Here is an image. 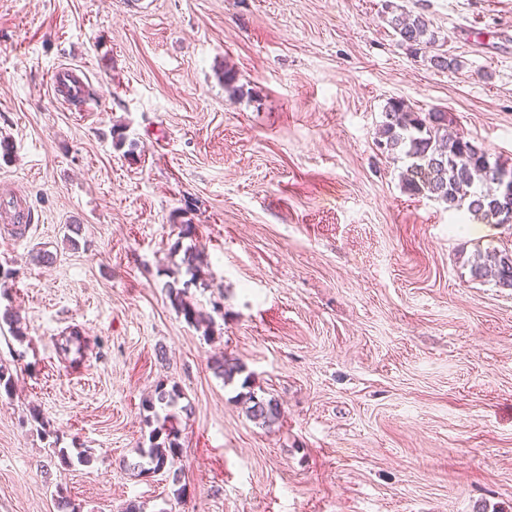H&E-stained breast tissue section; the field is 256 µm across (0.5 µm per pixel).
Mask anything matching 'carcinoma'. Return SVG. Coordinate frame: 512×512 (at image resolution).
<instances>
[{
  "label": "carcinoma",
  "instance_id": "cac0c4a2",
  "mask_svg": "<svg viewBox=\"0 0 512 512\" xmlns=\"http://www.w3.org/2000/svg\"><path fill=\"white\" fill-rule=\"evenodd\" d=\"M389 24L399 36L400 43L414 53L436 43L429 20L421 14L401 12L393 15ZM378 146L408 161L402 182L410 194H425L446 204L450 210L465 209L475 217L512 224V195L503 194L496 184L498 173L512 174V165L490 161L482 148L448 132L447 113L433 109L416 111L405 100L392 99L385 107ZM182 263L190 279L183 283L177 279L168 283V298L188 324L210 336L212 323L201 316L188 296L189 286L202 273L204 260L188 247ZM472 274L476 278L490 276L498 286L512 288V252L493 250L478 255L472 265ZM5 325L15 338L20 340L25 336L19 316L11 309L0 312V328ZM212 368L226 382L243 371V365L237 359L228 357L214 360ZM179 398L177 385L169 388L163 382L156 385L155 396L145 401L144 407L156 418L161 410L165 416L162 424L151 431L149 446L138 449L139 461L133 464L140 475L163 471L172 474V482L178 486V496L185 492V487L180 485L179 471L174 469L175 458L182 449L179 413L188 412L187 407L178 406ZM246 413L251 420L269 425L280 418L281 408L276 400L250 392L246 396Z\"/></svg>",
  "mask_w": 512,
  "mask_h": 512
}]
</instances>
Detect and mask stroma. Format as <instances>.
Listing matches in <instances>:
<instances>
[{"label":"stroma","instance_id":"35a3bbf8","mask_svg":"<svg viewBox=\"0 0 512 512\" xmlns=\"http://www.w3.org/2000/svg\"><path fill=\"white\" fill-rule=\"evenodd\" d=\"M391 8L430 21L433 52ZM62 64L97 111L55 100ZM392 98L512 164V0H0V184L36 216L0 223V311L26 332H0V512H512V288L471 273L512 224L404 190L375 145ZM192 244L209 337L165 290ZM162 380L191 409L181 497L130 466ZM250 389L279 420L247 417ZM388 22L399 36L401 45L407 46L415 54L436 43L435 36L429 29V20L421 14L412 15L401 12L394 14Z\"/></svg>","mask_w":512,"mask_h":512}]
</instances>
